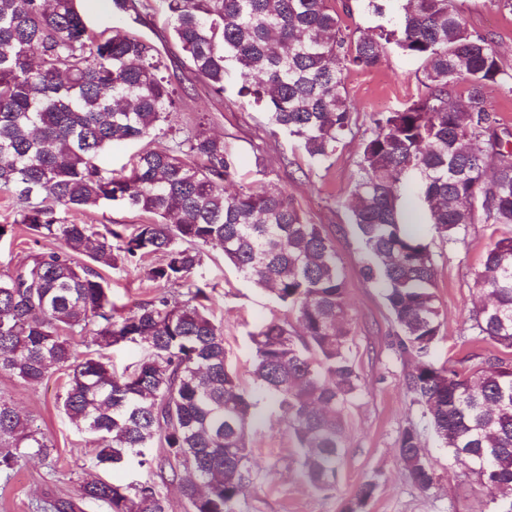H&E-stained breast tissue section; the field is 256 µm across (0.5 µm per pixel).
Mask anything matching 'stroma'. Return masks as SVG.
Returning a JSON list of instances; mask_svg holds the SVG:
<instances>
[{
  "mask_svg": "<svg viewBox=\"0 0 512 512\" xmlns=\"http://www.w3.org/2000/svg\"><path fill=\"white\" fill-rule=\"evenodd\" d=\"M453 3L469 29L486 37L512 72V11L496 7L492 0ZM85 7L95 29L117 25L159 48L172 82L185 90L181 110L171 118L174 128L186 129L200 122L212 135L224 139L238 161L236 185L287 191L308 220L330 230L344 264L354 319L353 355L363 388L344 415L347 448L336 486L323 493L308 485L293 439L278 416L272 415L250 432L251 477L240 497L239 512H345L357 487L366 481L375 485L366 512H495L492 492L470 473L464 458L441 443L428 411L408 393L405 378L415 361L397 349L389 312L376 288L360 275L363 250L352 223V191L359 175L362 142L378 113L427 96L422 64L388 44L380 67L348 70L345 84L352 131L327 160L313 163L294 141L271 125L268 113L239 96L241 79L236 69L228 71L223 97L210 92L193 72L185 52L169 37L162 10L151 11L145 23L136 24L113 19L108 0H87ZM75 219L99 233L108 227L129 232L144 221L143 215L116 202L87 208ZM419 219L435 257V295L443 318L434 361L466 372L487 355L508 357L511 352L475 337L470 330L471 315L485 301L475 285L474 272L490 242V225H468L456 240L446 242L432 230L428 214H420ZM54 247V242L45 239L33 243L25 226H16L13 235L0 238V273ZM160 262L158 256L139 255L113 266L97 264L112 295L116 317L127 316L138 304L163 293L162 285L146 277L148 269ZM201 274L208 284L207 305L224 329L228 365L245 387H253L249 334L264 320L284 319L288 313L270 292L256 287L225 262L221 250L207 249ZM65 383V371L54 368L37 383L0 372V394L51 444L47 458L22 462L10 475H0V512H50L48 499L75 496L80 485L100 476L90 467L89 436L80 433L61 409ZM408 427L419 431L435 471V482L427 490L414 484L399 458V436ZM102 476L117 484L153 481L174 512H187L179 482L171 474H160L156 468L133 461Z\"/></svg>",
  "mask_w": 512,
  "mask_h": 512,
  "instance_id": "obj_1",
  "label": "stroma"
}]
</instances>
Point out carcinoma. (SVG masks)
<instances>
[{"label": "carcinoma", "mask_w": 512, "mask_h": 512, "mask_svg": "<svg viewBox=\"0 0 512 512\" xmlns=\"http://www.w3.org/2000/svg\"><path fill=\"white\" fill-rule=\"evenodd\" d=\"M80 0H0V188L20 203L0 237L22 224L56 251L0 275V372L27 382L67 372L62 407L91 435L95 467L158 463L181 477L191 512H237L251 471L248 429L254 394L231 371L224 330L206 312L195 278L204 248L220 249L244 277L269 290L295 323L272 318L251 333L258 395L280 413L317 491L336 485L346 438L344 412L358 396L347 280L329 231L309 222L286 191L252 187L224 193L238 162L224 139L197 125L162 143V124L180 111L168 66L152 43L122 29L96 32ZM170 35L210 91L224 94L226 63L238 94L270 114L312 160L323 161L351 132L345 72L384 59L382 42L424 64L427 97L373 119L362 144L353 216L365 252L364 281L382 290L399 351L416 360L406 387L431 416L437 437L471 462L491 491L512 490V360L488 355L465 376L429 361L442 321L433 253L400 201L415 179L418 201L440 237L455 240L476 220L493 226L475 282L489 302L476 335L512 349V150L492 143L498 122L489 86L512 93V74L487 38L471 32L452 0H405L392 27L355 35L326 0H158ZM112 14L140 22L151 0H110ZM465 97L450 103L455 84ZM148 140L130 175L102 166L117 143ZM118 201L149 216L135 232L99 239L72 214ZM159 254L147 277L162 295L116 320L101 275L79 263ZM79 336L95 350L79 355ZM143 349L137 369L118 377L104 350ZM412 481L434 484V469L413 427L399 438ZM43 435L0 395V473L47 456ZM162 450L161 457L150 451ZM375 484H362L347 512H362ZM173 512L151 482H87L53 512Z\"/></svg>", "instance_id": "obj_1"}]
</instances>
